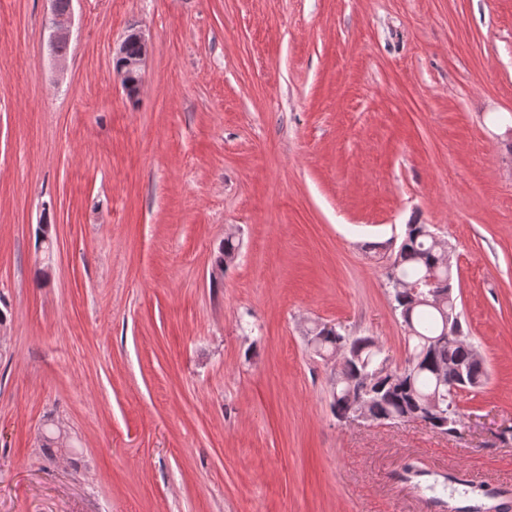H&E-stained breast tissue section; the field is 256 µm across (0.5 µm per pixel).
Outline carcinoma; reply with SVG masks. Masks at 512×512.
<instances>
[{"instance_id":"obj_1","label":"carcinoma","mask_w":512,"mask_h":512,"mask_svg":"<svg viewBox=\"0 0 512 512\" xmlns=\"http://www.w3.org/2000/svg\"><path fill=\"white\" fill-rule=\"evenodd\" d=\"M446 247L429 224L414 221L390 255V265L399 281L392 287L394 307L408 329V366L380 367L382 347L369 336H349L338 327L322 329L314 346L316 356L339 358L338 375L345 382L331 392V411L336 416L360 409L373 421L426 418L431 428L453 436L461 423L457 400L462 391L480 388L487 378L484 359L463 329L461 311L443 317L434 306L417 303L411 287L435 276L441 289L453 288L452 268L442 264ZM236 254L230 239L219 247L214 268L224 272Z\"/></svg>"}]
</instances>
